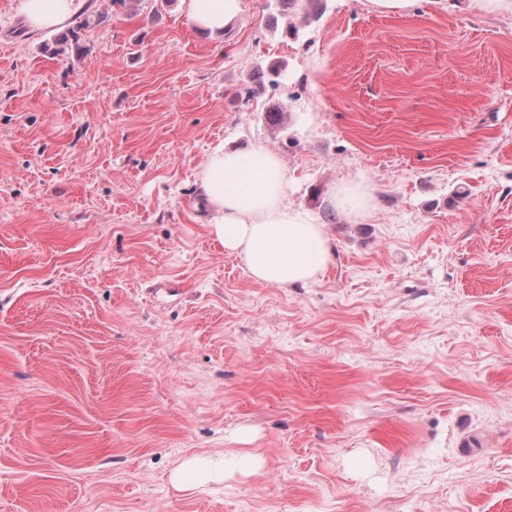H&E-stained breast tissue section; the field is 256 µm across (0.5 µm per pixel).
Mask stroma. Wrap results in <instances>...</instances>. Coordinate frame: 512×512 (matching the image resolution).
<instances>
[{
    "label": "stroma",
    "mask_w": 512,
    "mask_h": 512,
    "mask_svg": "<svg viewBox=\"0 0 512 512\" xmlns=\"http://www.w3.org/2000/svg\"><path fill=\"white\" fill-rule=\"evenodd\" d=\"M88 2L79 56L0 0V512H512V12ZM220 142L279 156L319 281L212 235ZM188 20L199 31L215 33L239 18L244 0H181ZM328 202L334 208L349 207L357 214L365 213L372 207L370 192L359 185L333 188L329 193ZM213 475L197 460H190L174 473V480L180 486L196 487L211 480Z\"/></svg>",
    "instance_id": "35a3bbf8"
}]
</instances>
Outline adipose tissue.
I'll return each mask as SVG.
<instances>
[{"label":"adipose tissue","mask_w":512,"mask_h":512,"mask_svg":"<svg viewBox=\"0 0 512 512\" xmlns=\"http://www.w3.org/2000/svg\"><path fill=\"white\" fill-rule=\"evenodd\" d=\"M87 0H21L28 24L44 30L83 12ZM191 25L215 33L239 18L244 0H182ZM200 192L213 206L216 238L240 256L254 282L288 287L318 280L333 255L324 224L289 204L288 174L271 150L216 146L199 175Z\"/></svg>","instance_id":"1"}]
</instances>
